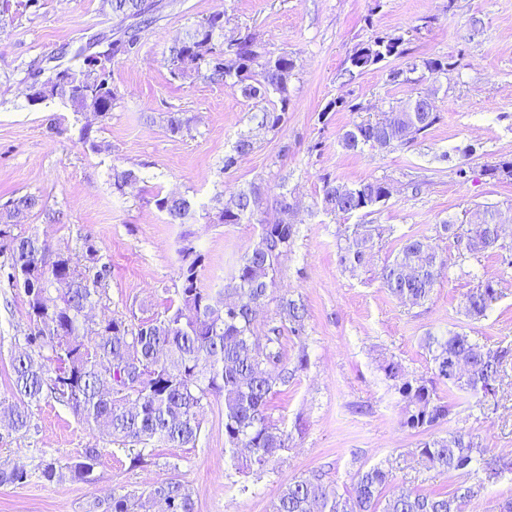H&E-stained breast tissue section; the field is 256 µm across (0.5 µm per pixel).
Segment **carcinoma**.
I'll return each mask as SVG.
<instances>
[{"label":"carcinoma","instance_id":"cac0c4a2","mask_svg":"<svg viewBox=\"0 0 512 512\" xmlns=\"http://www.w3.org/2000/svg\"><path fill=\"white\" fill-rule=\"evenodd\" d=\"M112 16L129 20L130 33L112 40V56L104 61L85 59L74 71L75 86L67 97L74 112L109 113L117 100L108 63L119 54L139 51V33L155 22L146 0H103ZM225 14L218 12L193 24L185 36L169 48L170 74L175 79L191 73L207 74L213 80L232 82L242 97L263 105L260 125H281L291 101L290 82L296 63L286 52L268 58L255 50V37L245 33L232 47L224 39ZM402 37L376 36L360 44L349 56L350 70L364 71L403 54ZM429 76L451 71L442 58L422 61ZM440 119L432 103L421 96L408 99L399 109L377 119H365L345 130L341 143L348 150L376 143L381 148L403 145L429 130ZM190 127L182 112H171L166 129L178 136ZM137 181L132 169H112V187L121 192ZM321 207L330 214H354L390 198L388 184L379 179L346 185L322 177ZM279 220L262 219L263 198L257 187L240 190L224 201L218 211L221 224L256 223L258 240L238 260L229 282L219 290L201 286V255L191 247L179 254V303L149 318L130 320L114 317L106 304L112 277L95 238H82L78 252L60 250L46 258L40 252L41 238L18 229L20 219L38 211L54 224L64 213L47 208L39 195L26 194L7 200L0 212V264L8 272L7 288H21L27 305L28 329L25 347L12 360L14 389L19 400L0 409V427L13 432L28 431L31 404L52 395L81 416L88 426L115 442L141 446L134 463L145 462L148 448L183 446L196 441L201 431L198 418L204 399L224 398V452L238 469L261 475L288 450L289 435L266 413L271 395L286 387L304 368L303 360L290 365L284 353L282 332L302 340L306 332L307 308L301 299H277L279 325L265 336L256 335L262 309L274 300L273 286L281 272V260L294 244L295 224L288 192L273 199ZM157 208L172 224L196 220L194 203L183 195L156 199ZM484 222L465 231L448 221L442 234L456 239L467 253L476 256L497 247L496 210H483ZM374 231L371 224H355L340 235V266L354 271L373 265ZM447 269L445 259L426 236L405 239L395 257L376 272L380 286L409 305L428 300ZM500 298V289L485 281L465 296V310L472 320L486 316ZM98 306V320L85 318L86 310ZM433 376L457 389L477 405L495 400L497 383L512 348L485 349L465 331L425 340ZM380 369L393 381L400 396V426L429 438L418 445L420 456L434 469L459 475L480 471L489 479L512 472V463L484 457V450L471 434L452 431L436 436L432 430L448 421L452 405L439 397L424 381L409 380L401 364L385 360ZM98 450L88 448L77 460L44 463L47 482L68 477L91 480ZM24 466L0 469V485L22 484ZM389 474L372 466L356 474L352 489L343 493L311 479L285 484L272 512H465L471 487H458L448 494L401 493L383 499ZM165 502L172 512H196L191 489L172 475L141 493L114 492L95 504L102 512H155Z\"/></svg>","mask_w":512,"mask_h":512}]
</instances>
